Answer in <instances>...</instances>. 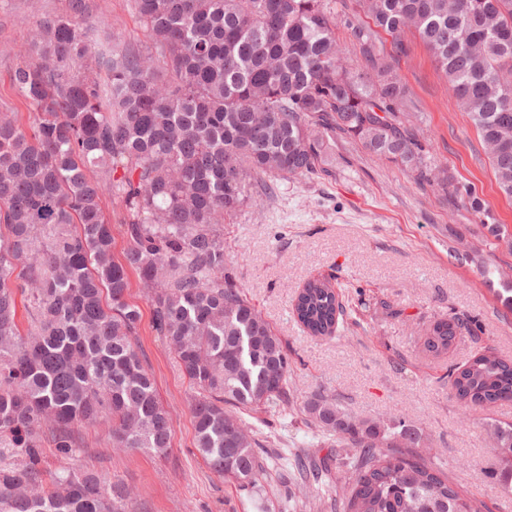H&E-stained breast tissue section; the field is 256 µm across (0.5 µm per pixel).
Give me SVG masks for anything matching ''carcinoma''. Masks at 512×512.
Listing matches in <instances>:
<instances>
[{
	"mask_svg": "<svg viewBox=\"0 0 512 512\" xmlns=\"http://www.w3.org/2000/svg\"><path fill=\"white\" fill-rule=\"evenodd\" d=\"M91 0L43 15L10 82L32 107L24 125L0 113V512H127L130 491L94 470L60 469L43 484V435L56 453L81 451L77 427L110 423L112 445L166 456L168 412L141 351L130 274L150 294L152 329L166 340L197 397L194 447L214 473L261 491L263 440L246 417L295 409L336 447V459H297L320 505L342 512H481L420 452L405 420L352 416L321 393L298 407L288 393L283 339L228 271L224 218L291 176L324 172L327 138L361 142L380 159L431 182L416 115L394 56L415 30L476 128L500 192L512 199V0H356L349 21L364 70L343 63L327 0H133L138 49L94 41ZM392 38L394 54L380 49ZM452 203L472 187L447 170ZM122 210L127 246L114 257L106 199ZM31 317L21 333L17 300ZM347 308L314 278L294 313L331 337ZM469 313L436 320L424 341L440 354L479 344ZM464 411L512 401V363L476 352L448 371ZM512 492V424L493 426ZM343 481L331 491V466Z\"/></svg>",
	"mask_w": 512,
	"mask_h": 512,
	"instance_id": "obj_1",
	"label": "carcinoma"
}]
</instances>
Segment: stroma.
<instances>
[{
	"label": "stroma",
	"instance_id": "1",
	"mask_svg": "<svg viewBox=\"0 0 512 512\" xmlns=\"http://www.w3.org/2000/svg\"><path fill=\"white\" fill-rule=\"evenodd\" d=\"M64 5L0 0V113L27 121L29 108L9 74L20 46L35 37L36 20ZM93 28L101 41L145 43L131 0H100ZM405 40L408 53L395 66L418 114L415 133L433 170H448L475 189L479 209L449 205L430 184L340 138L325 158L328 175L289 179L271 196L256 192L226 221L224 248L238 284L287 346L288 388L297 401L320 390L354 415L404 418L419 429L430 461L500 512L505 495L491 432L494 424L512 423V401L477 411L475 423L463 422L442 377L466 363L475 345L463 341L433 355L422 343L431 322L448 311L477 314L488 330L484 346L512 360V312L497 298L512 285V251L492 246L488 231L501 224L512 232V199L499 191L475 128L423 42L411 32ZM491 264L500 274L484 277ZM314 277L362 291L355 326L324 339L303 331L292 308ZM129 300L141 310L140 342L170 413L172 449L158 457L113 447L102 424L82 428L83 448L71 460L45 448L48 469H90L124 484L131 491L129 512H287L286 497L306 499L301 484H289L285 496L274 484L255 495L209 470L193 446L194 392L151 327L148 290L140 281H133ZM271 430L273 450L298 448L321 458L336 453L300 414L272 417Z\"/></svg>",
	"mask_w": 512,
	"mask_h": 512
}]
</instances>
